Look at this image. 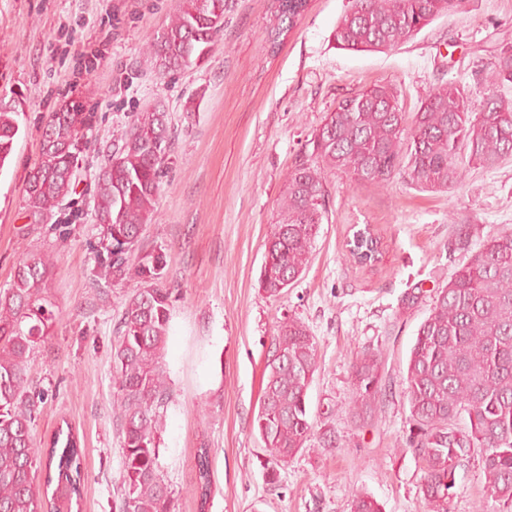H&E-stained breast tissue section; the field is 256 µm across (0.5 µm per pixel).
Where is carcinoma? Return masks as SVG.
Segmentation results:
<instances>
[{
	"instance_id": "1",
	"label": "carcinoma",
	"mask_w": 512,
	"mask_h": 512,
	"mask_svg": "<svg viewBox=\"0 0 512 512\" xmlns=\"http://www.w3.org/2000/svg\"><path fill=\"white\" fill-rule=\"evenodd\" d=\"M285 29L308 0H278ZM465 0H352L336 22L337 46L382 52L413 39L435 19L464 8ZM226 0H184L174 19L148 43L161 75L204 64L224 30ZM489 86L512 83V49L501 51ZM19 112L0 102V169L12 156ZM90 116L76 104L52 112L43 126L41 156L25 186L33 224L70 194ZM312 151L289 172L266 244L259 288L276 297L306 270L326 217V175L340 171L357 183L384 184L403 173L428 192L462 184L468 170H492L512 158V98L487 96L472 108L469 90L445 83L429 90L413 112L388 84L365 88L327 113L312 134ZM171 150L168 113L143 108L104 159L95 180L94 220L101 261L97 278L119 283L133 274L143 287L129 295L112 342L113 404L122 449L121 512H173L161 475L158 433L172 400L162 364L173 291L159 286L154 258L131 264L156 210ZM54 267L50 255L27 253L9 287L0 289V512H73L81 498L82 453L71 426L46 445L32 423L42 393L32 390L27 362L56 320L45 297ZM318 368L317 342L298 318L282 321L272 337L266 383L254 422L269 455L268 482L314 437L308 391ZM352 414H371L382 395L383 361L365 350L352 365ZM409 435L405 445L423 462L420 491L431 512H448L459 471L481 461L479 507L512 512V233L488 236L439 290L406 360ZM45 473L43 485L37 474ZM196 475L202 499L211 485L208 451L199 450ZM348 512H382L356 494Z\"/></svg>"
}]
</instances>
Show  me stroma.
Listing matches in <instances>:
<instances>
[{"mask_svg": "<svg viewBox=\"0 0 512 512\" xmlns=\"http://www.w3.org/2000/svg\"><path fill=\"white\" fill-rule=\"evenodd\" d=\"M182 0H0V99L16 102L19 133L0 169V288L19 260L40 249L57 257L48 296L57 319L30 362L43 392L33 425L49 440L62 421L83 447L80 512H119L122 449L112 413V339L125 298L141 285L97 283L94 187L99 167L134 112L162 103L175 140L157 211L137 253L158 258L161 287L178 294L163 365L172 401L158 436L159 463L175 512H347L355 493L382 512H428L422 462L409 433L402 370L421 322L448 283L461 252H449L459 226L470 247L512 231V161L471 169L446 193L424 192L398 175L384 185L327 177L321 224L302 279L277 298L258 288L265 243L296 157L338 101L390 84L414 111L440 83L468 86L472 106L488 92L485 75L512 46V0H466L412 41L386 52L338 49L333 31L349 0H309L296 25L269 39L278 0H229L224 34L201 67L159 75L147 44ZM77 101L91 114V142L72 193L44 223H30L24 189L40 153L49 112ZM371 227L375 264L349 254L354 232ZM416 289L419 303L401 298ZM300 318L317 342L309 390L316 426L337 448H306L267 483L268 454L253 420L277 326ZM378 349L385 390L371 416L354 420L352 363ZM209 452L211 485L201 500L194 469ZM480 462L458 475L448 512H476Z\"/></svg>", "mask_w": 512, "mask_h": 512, "instance_id": "obj_1", "label": "stroma"}]
</instances>
